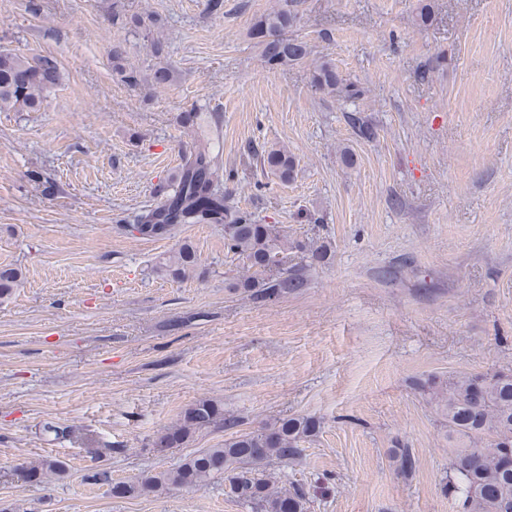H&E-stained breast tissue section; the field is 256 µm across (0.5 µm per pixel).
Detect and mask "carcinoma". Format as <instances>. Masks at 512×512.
I'll list each match as a JSON object with an SVG mask.
<instances>
[{"mask_svg": "<svg viewBox=\"0 0 512 512\" xmlns=\"http://www.w3.org/2000/svg\"><path fill=\"white\" fill-rule=\"evenodd\" d=\"M296 0L260 15L248 31L259 50L261 62L269 67L304 63L313 55L311 44L291 34L298 13ZM61 73L48 58H27L0 51V112L35 111L43 96L58 85ZM313 86L319 91L347 98L359 90L343 83L329 61L316 63ZM263 167L283 182H290L298 166L288 147L262 149ZM219 153L213 138L203 134L195 149L184 159L179 172L164 190L160 203L136 213L132 223L140 236L172 233L179 224H222L224 245L248 264L234 287L256 301H267L301 288L306 267L288 266V253L296 251L320 260L323 251L302 242H290L274 224H258L230 204L221 189ZM199 265V256L187 245L161 258L158 270L179 280L189 277ZM22 280L17 268L0 267V298L9 296ZM429 401L448 423V482L459 512H512V373L490 370L464 373L446 380L431 378L424 384ZM238 417L210 400H200L185 410L180 419L156 440L159 448L180 445L196 431L207 428L233 430ZM320 421L312 416H286L272 425L235 433L218 448H206L178 467L136 485L124 484L119 494H144L174 487H192L216 476L224 477L231 492L250 512H309V493L302 488L275 485L263 466L271 461L296 462L303 456L302 443L316 436ZM394 462L398 472L409 474L416 458L409 448H397ZM26 477L45 483L65 471L58 459L31 461L21 468Z\"/></svg>", "mask_w": 512, "mask_h": 512, "instance_id": "1", "label": "carcinoma"}]
</instances>
